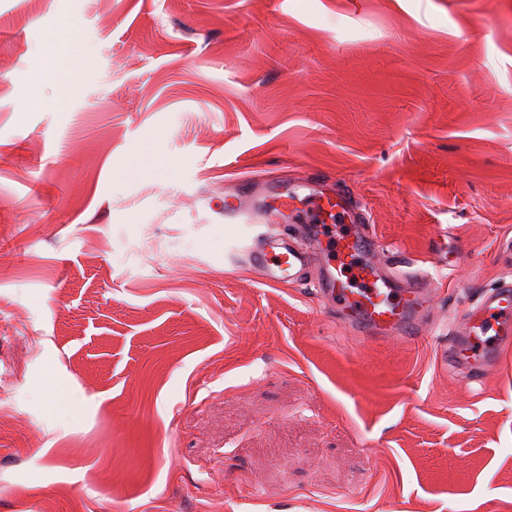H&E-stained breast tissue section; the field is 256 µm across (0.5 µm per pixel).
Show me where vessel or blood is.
Instances as JSON below:
<instances>
[{
    "label": "vessel or blood",
    "mask_w": 512,
    "mask_h": 512,
    "mask_svg": "<svg viewBox=\"0 0 512 512\" xmlns=\"http://www.w3.org/2000/svg\"><path fill=\"white\" fill-rule=\"evenodd\" d=\"M293 205L288 219L294 229L257 240L248 258L261 281L311 284L337 320L365 342L381 344L394 338L419 340L427 335L425 314L435 298L426 274H400L381 269L374 256L379 244L367 225L366 212L336 190L325 192L319 177L272 187ZM341 219L343 232L323 265L327 223ZM512 346V283L486 290L479 304L464 313L463 324L440 348V359L465 378L477 381L498 367Z\"/></svg>",
    "instance_id": "1"
}]
</instances>
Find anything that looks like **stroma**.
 Here are the masks:
<instances>
[{
    "mask_svg": "<svg viewBox=\"0 0 512 512\" xmlns=\"http://www.w3.org/2000/svg\"><path fill=\"white\" fill-rule=\"evenodd\" d=\"M311 172L434 338L238 256ZM508 242L512 0H0V512H512V349L438 360Z\"/></svg>",
    "mask_w": 512,
    "mask_h": 512,
    "instance_id": "1",
    "label": "stroma"
}]
</instances>
